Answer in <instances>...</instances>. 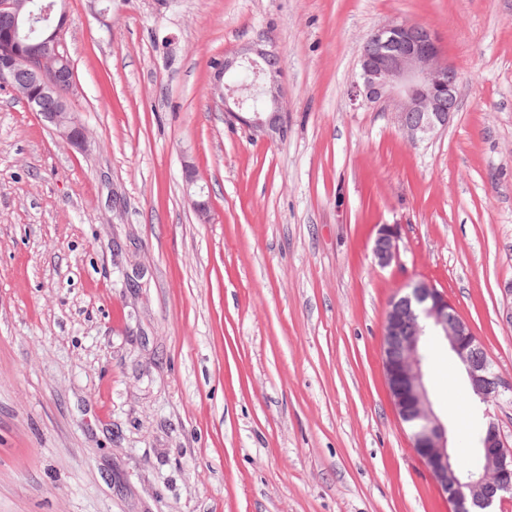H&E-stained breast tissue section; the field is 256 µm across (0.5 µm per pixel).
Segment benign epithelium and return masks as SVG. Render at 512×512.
I'll use <instances>...</instances> for the list:
<instances>
[{"instance_id": "obj_1", "label": "benign epithelium", "mask_w": 512, "mask_h": 512, "mask_svg": "<svg viewBox=\"0 0 512 512\" xmlns=\"http://www.w3.org/2000/svg\"><path fill=\"white\" fill-rule=\"evenodd\" d=\"M28 0H0V18L19 20ZM58 23L43 24L40 35L22 44L16 27L5 29L0 38V83L22 89L31 111L41 116L66 142L74 145L85 139L80 124L69 120L68 105L56 97L59 87L73 86L74 70L45 58V45L60 43L68 22L66 0H55L40 13L24 19L34 24L50 13ZM22 61L31 85L15 83V66ZM359 79L353 81L348 96L359 107L391 102L396 108L399 130L416 141L448 121L458 108L460 71L446 60L436 34L429 28L408 22L391 21L367 35L360 51ZM249 66L256 80L237 85L226 77ZM285 62L275 48L259 43L246 44L215 68L212 93L224 108L229 122H239L255 133L273 137L286 134L283 112ZM258 98L262 107L251 108L247 100ZM185 182L191 205L204 221L209 219V195L198 183L192 166H185ZM379 265H389L397 253L396 232L382 226L373 248ZM444 337L450 350L464 364L467 379L479 402L480 430L473 448V462L459 470L448 452V426L434 412L425 383L421 340L426 331ZM383 365L392 403L398 418L413 427L412 448L435 480L453 512H487L495 500L512 494V448L508 446L491 407L506 393L512 394V380L494 373L483 343L460 316L448 298L429 281L415 283L411 292L391 300L382 332Z\"/></svg>"}]
</instances>
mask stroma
<instances>
[{"instance_id":"35a3bbf8","label":"stroma","mask_w":512,"mask_h":512,"mask_svg":"<svg viewBox=\"0 0 512 512\" xmlns=\"http://www.w3.org/2000/svg\"><path fill=\"white\" fill-rule=\"evenodd\" d=\"M67 11L83 145L0 84V512H450L396 417L381 333L428 280L512 379V0ZM390 20L434 29L463 77L447 128L416 143L347 95ZM265 37L285 60L275 139L210 93L214 62ZM426 354L458 459L474 396L438 337ZM198 177L190 165H185V182L187 189H193V193L190 194L191 205L198 215V217L204 221L208 220L210 215L209 208V195L205 192V187L198 183ZM396 232L391 225H383L377 233L374 242V256L379 265H389L397 253Z\"/></svg>"}]
</instances>
